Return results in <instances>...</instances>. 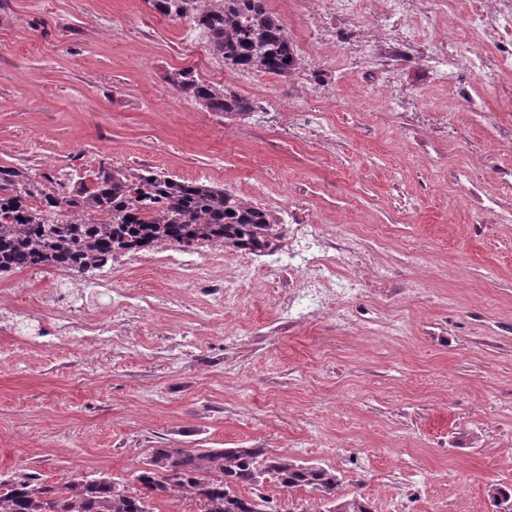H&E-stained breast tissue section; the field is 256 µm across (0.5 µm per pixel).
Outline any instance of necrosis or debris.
Masks as SVG:
<instances>
[{"instance_id":"4bbe7bcc","label":"necrosis or debris","mask_w":512,"mask_h":512,"mask_svg":"<svg viewBox=\"0 0 512 512\" xmlns=\"http://www.w3.org/2000/svg\"><path fill=\"white\" fill-rule=\"evenodd\" d=\"M359 0H274L272 10L302 19L307 55L321 58L330 50L341 57L346 69L368 76L385 106L402 129L423 127L426 109L401 89L392 69L393 61L417 52L432 83L455 87L458 98L472 112L484 111L486 95L473 77L489 66L512 71V0H466L467 38L417 39L413 19L436 25L446 21L448 0H370L361 11ZM302 88L298 97L282 104L269 93L262 107L275 126L283 128L289 140L332 151L336 135L324 121L321 102L334 99L336 81L323 71L296 69ZM291 229L288 233V265L278 290V315L283 326H296L304 319L334 317L348 323L347 314L337 313L341 303L357 296L365 284L362 275L345 274L348 266L361 262L355 240L326 231L313 219L307 204L297 194H289ZM218 253L213 246L199 247L193 254H174L164 259L193 290L198 302L221 312L225 304L252 285L250 268L233 277L218 274ZM49 284L41 303H56L49 315L16 310L12 301L17 288L0 289V334L4 336H51L64 343L79 340L87 350L89 363H96L100 345L112 337L126 335L125 326L112 324L104 312H124L129 308H149L158 299L152 294H135L103 285L98 304H88L82 289L71 287L66 271L47 275Z\"/></svg>"}]
</instances>
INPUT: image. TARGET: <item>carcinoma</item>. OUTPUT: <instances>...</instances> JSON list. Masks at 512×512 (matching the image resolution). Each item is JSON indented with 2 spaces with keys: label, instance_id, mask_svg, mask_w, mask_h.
<instances>
[{
  "label": "carcinoma",
  "instance_id": "obj_1",
  "mask_svg": "<svg viewBox=\"0 0 512 512\" xmlns=\"http://www.w3.org/2000/svg\"><path fill=\"white\" fill-rule=\"evenodd\" d=\"M161 15L186 21L209 51L238 69L292 77L294 47L267 0H146ZM181 92L209 112L245 115L251 102L222 84L189 71L173 79ZM65 219H53L59 210ZM283 224L253 201L224 188L146 171L99 166L91 183L66 185L46 174L0 166V273L34 266L79 274L103 267L116 253L174 244H215L226 250L263 252L282 237ZM136 480L142 489L108 478L75 477L46 484L31 474L0 481V512H155L154 493L184 499L193 512H268L260 488L273 481L290 491L329 498L336 471L300 464L266 448H156ZM249 486L252 495L238 489ZM496 512H512V487L489 490ZM332 512H372L354 496Z\"/></svg>",
  "mask_w": 512,
  "mask_h": 512
}]
</instances>
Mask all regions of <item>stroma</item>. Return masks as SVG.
<instances>
[{
  "label": "stroma",
  "instance_id": "stroma-1",
  "mask_svg": "<svg viewBox=\"0 0 512 512\" xmlns=\"http://www.w3.org/2000/svg\"><path fill=\"white\" fill-rule=\"evenodd\" d=\"M189 23L146 0H0V165L59 178L99 165L202 181L250 197L303 191L318 223L356 236L370 269L385 272L344 304L350 324L314 321L288 334L277 317L278 277L266 257L223 314L182 301L141 311L87 368L73 342L14 348L0 336V476L33 473L60 485L105 476L137 487L156 448H268L337 472L336 495L373 512H491L488 490L512 486V223L473 226L452 174L512 205L499 172L512 155H485L512 124V72L475 75L490 89V122L451 86L426 79L414 55L399 86L427 100L438 122L457 112L464 143L431 135L418 154L357 72L336 54L324 119L336 148L289 141L263 116L203 109L173 84L200 75L183 52ZM225 88L250 101L298 87L274 75ZM166 298L183 294L161 264L76 278Z\"/></svg>",
  "mask_w": 512,
  "mask_h": 512
}]
</instances>
